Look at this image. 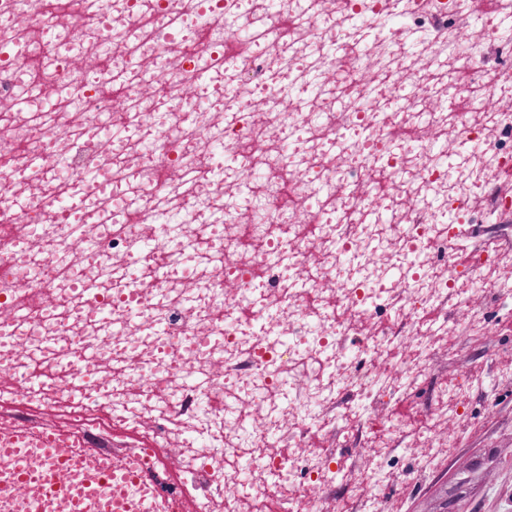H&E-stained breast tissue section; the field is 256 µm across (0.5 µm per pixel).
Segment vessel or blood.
Instances as JSON below:
<instances>
[{
	"label": "vessel or blood",
	"instance_id": "b4317fda",
	"mask_svg": "<svg viewBox=\"0 0 512 512\" xmlns=\"http://www.w3.org/2000/svg\"><path fill=\"white\" fill-rule=\"evenodd\" d=\"M38 449L47 462L40 473L26 467L29 449ZM0 498L9 497L21 485L31 484L35 494L29 512H47L51 502L69 500L74 512H100L110 504L112 512H158L164 494L149 471L136 470L111 456L81 447L72 433L52 428L38 431L25 426L0 429ZM60 468L79 475L75 486L57 484L51 478Z\"/></svg>",
	"mask_w": 512,
	"mask_h": 512
}]
</instances>
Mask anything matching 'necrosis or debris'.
<instances>
[{
	"label": "necrosis or debris",
	"instance_id": "4bbe7bcc",
	"mask_svg": "<svg viewBox=\"0 0 512 512\" xmlns=\"http://www.w3.org/2000/svg\"><path fill=\"white\" fill-rule=\"evenodd\" d=\"M462 13L0 0L9 423L77 392L177 442L201 512H389L465 410L430 376L512 299V0Z\"/></svg>",
	"mask_w": 512,
	"mask_h": 512
}]
</instances>
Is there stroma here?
Masks as SVG:
<instances>
[{
  "instance_id": "35a3bbf8",
  "label": "stroma",
  "mask_w": 512,
  "mask_h": 512,
  "mask_svg": "<svg viewBox=\"0 0 512 512\" xmlns=\"http://www.w3.org/2000/svg\"><path fill=\"white\" fill-rule=\"evenodd\" d=\"M446 369L479 371L485 381L471 390L466 414L449 420L454 445L445 458L413 449L432 474L409 493L395 492L396 512H441L448 502L461 512H512V330L490 325Z\"/></svg>"
}]
</instances>
